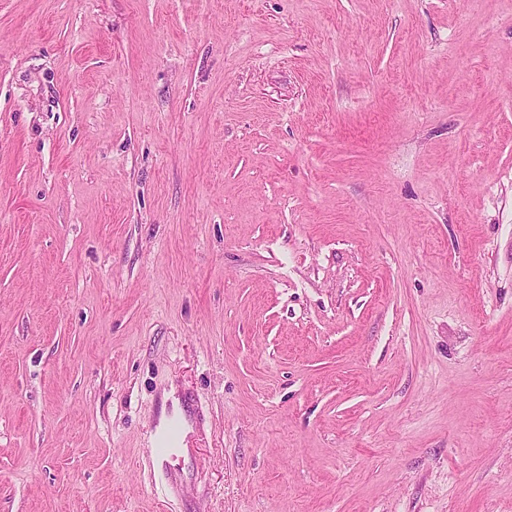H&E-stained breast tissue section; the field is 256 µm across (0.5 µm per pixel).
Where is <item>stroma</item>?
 Masks as SVG:
<instances>
[{
    "label": "stroma",
    "instance_id": "1",
    "mask_svg": "<svg viewBox=\"0 0 512 512\" xmlns=\"http://www.w3.org/2000/svg\"><path fill=\"white\" fill-rule=\"evenodd\" d=\"M0 512H512V0H0ZM150 448L145 449L146 456L149 462L156 465L161 470H164L169 465V459L174 456V449L170 448L166 441L165 435L162 433L154 434L150 438Z\"/></svg>",
    "mask_w": 512,
    "mask_h": 512
}]
</instances>
